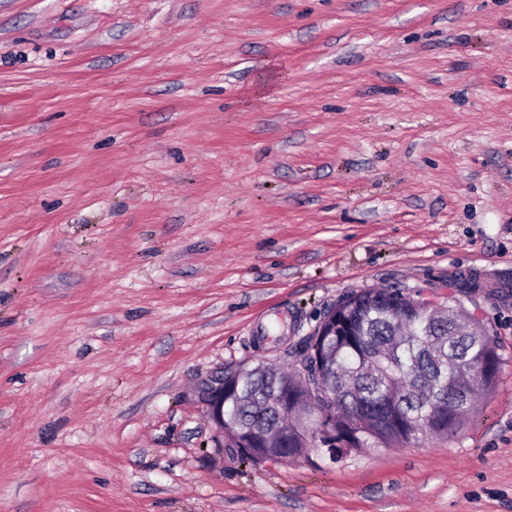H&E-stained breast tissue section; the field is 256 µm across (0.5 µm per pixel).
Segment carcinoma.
Returning <instances> with one entry per match:
<instances>
[{"mask_svg": "<svg viewBox=\"0 0 512 512\" xmlns=\"http://www.w3.org/2000/svg\"><path fill=\"white\" fill-rule=\"evenodd\" d=\"M399 289L351 292L325 314L323 330L308 337V378L255 366L240 374L239 394L228 400L224 431L246 444V458L303 456L310 450L307 416L321 419L319 452L341 459L365 448L409 443L423 435L446 438L474 409L473 395L498 384L501 356L489 329L455 300L432 319ZM288 393L295 408L283 413L272 398ZM288 422L281 448H259L248 434Z\"/></svg>", "mask_w": 512, "mask_h": 512, "instance_id": "carcinoma-1", "label": "carcinoma"}]
</instances>
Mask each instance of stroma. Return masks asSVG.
Instances as JSON below:
<instances>
[{
  "instance_id": "1",
  "label": "stroma",
  "mask_w": 512,
  "mask_h": 512,
  "mask_svg": "<svg viewBox=\"0 0 512 512\" xmlns=\"http://www.w3.org/2000/svg\"><path fill=\"white\" fill-rule=\"evenodd\" d=\"M462 274L454 435L218 448L203 380ZM0 512H512V0H0Z\"/></svg>"
}]
</instances>
